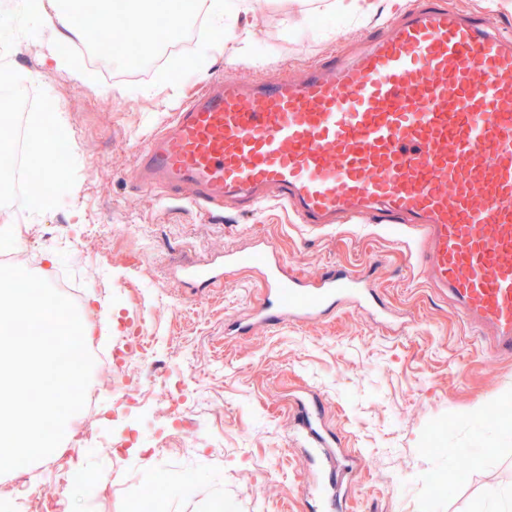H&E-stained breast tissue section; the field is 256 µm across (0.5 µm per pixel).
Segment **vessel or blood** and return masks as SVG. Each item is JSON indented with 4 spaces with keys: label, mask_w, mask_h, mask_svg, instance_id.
<instances>
[{
    "label": "vessel or blood",
    "mask_w": 512,
    "mask_h": 512,
    "mask_svg": "<svg viewBox=\"0 0 512 512\" xmlns=\"http://www.w3.org/2000/svg\"><path fill=\"white\" fill-rule=\"evenodd\" d=\"M133 183L188 196L205 214L231 205L289 207L309 229L362 220L415 234L423 282L512 358V38L442 0H412L390 33L296 81L224 77L196 92L138 150ZM259 271L261 302L227 326L303 324L346 304L393 322L367 276L344 267L307 281L275 248L174 267L192 294L229 269ZM295 445L306 512H344L358 461L322 429L316 399L298 400Z\"/></svg>",
    "instance_id": "vessel-or-blood-1"
}]
</instances>
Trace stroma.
Instances as JSON below:
<instances>
[{"label": "stroma", "instance_id": "35a3bbf8", "mask_svg": "<svg viewBox=\"0 0 512 512\" xmlns=\"http://www.w3.org/2000/svg\"><path fill=\"white\" fill-rule=\"evenodd\" d=\"M325 2L250 0V36L239 37L242 21L234 15L223 30L208 28L198 46L206 65L189 62L188 78L176 82L163 68L142 83L112 82L97 70L80 78L42 64L16 0L0 13V38L47 79L73 137L53 157L69 170L63 200L31 209L16 193L14 208L38 225L48 266L58 262L65 241L81 239L83 225H107L104 239H82L99 261L101 277L84 300L98 315L97 335L109 345L145 324L153 355L142 373L164 376L172 391L190 390L179 413L184 430L198 433L189 448L175 434L157 439L154 405L116 415L111 397L100 400L94 446L74 469L93 480V512H128L129 494L167 470L192 472L197 483L188 492L157 487L162 512H301L304 476L288 436L292 416L281 405L306 389L319 394L324 423L342 447L371 460L354 477L346 512H485L490 490L512 487V434L500 435V422L490 418L512 401V361L486 354L447 300L419 283L403 241L370 223L309 232L275 206L205 216L129 178L146 136L191 89L220 76L300 77L375 37L402 12L392 0H372L365 18L353 20L327 11ZM257 240L270 243L286 271L303 278L333 266L372 271L378 295L403 325L376 326L339 307L309 324L225 335V325L260 302V274L233 270L222 287L197 297L170 272ZM134 434L140 444L113 460V439ZM487 435L491 449L478 454ZM453 448L467 451L465 475L433 493L431 476Z\"/></svg>", "mask_w": 512, "mask_h": 512}]
</instances>
